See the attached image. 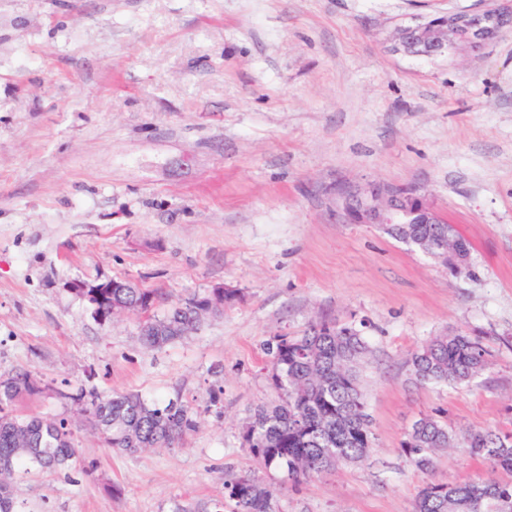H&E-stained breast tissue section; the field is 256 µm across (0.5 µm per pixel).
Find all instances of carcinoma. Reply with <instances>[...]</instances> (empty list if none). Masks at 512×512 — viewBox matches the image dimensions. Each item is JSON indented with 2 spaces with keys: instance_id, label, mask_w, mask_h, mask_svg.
Listing matches in <instances>:
<instances>
[{
  "instance_id": "carcinoma-1",
  "label": "carcinoma",
  "mask_w": 512,
  "mask_h": 512,
  "mask_svg": "<svg viewBox=\"0 0 512 512\" xmlns=\"http://www.w3.org/2000/svg\"><path fill=\"white\" fill-rule=\"evenodd\" d=\"M388 234L427 239L444 250L466 245L451 224H400ZM161 296L142 288L104 291V308L123 309L144 319L142 345L159 349L184 339L198 327L196 310L214 302L212 294L189 298L155 314ZM368 351L364 336L352 326L320 321L301 336H277L272 354V382L281 392L272 406L254 413L243 435L252 456L264 467L297 483L332 471L343 462L366 459L375 446L360 388L359 364ZM482 340L467 332L436 336L410 358L421 383L462 384L488 366ZM42 393L37 375L17 370L0 376V512H17L15 487L21 474L36 468L58 471L79 457L80 448L65 418L41 417L17 410L26 396ZM83 404L93 434L107 447L130 455L171 448L194 431L197 421L179 399L149 402L137 392L103 394L91 387L62 394ZM462 447L512 473V432L476 429L457 437L441 421H417L401 443L402 454L417 468H433L435 455ZM272 486L251 476L224 478V495L207 500H176L170 512H276ZM414 512H512V481L488 477L479 482H431L421 491Z\"/></svg>"
}]
</instances>
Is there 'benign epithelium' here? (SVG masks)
Segmentation results:
<instances>
[{"label":"benign epithelium","mask_w":512,"mask_h":512,"mask_svg":"<svg viewBox=\"0 0 512 512\" xmlns=\"http://www.w3.org/2000/svg\"><path fill=\"white\" fill-rule=\"evenodd\" d=\"M512 28V11L505 13L489 8L475 13H444L421 23L402 25L395 29V45L406 53L424 57H442L461 44L478 47L495 38L502 29ZM334 196L333 213L344 224H374L387 231L395 224H444L446 220L434 207L428 192L415 186L399 194L394 185L381 181L358 184L338 183L331 188ZM420 250L436 259L457 276L470 271V257L458 260L452 253L438 255L422 246ZM112 281L77 282L76 291L84 295L101 322L112 321V313L100 306L96 289L110 288Z\"/></svg>","instance_id":"1"}]
</instances>
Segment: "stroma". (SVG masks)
I'll return each instance as SVG.
<instances>
[{
  "label": "stroma",
  "instance_id": "obj_1",
  "mask_svg": "<svg viewBox=\"0 0 512 512\" xmlns=\"http://www.w3.org/2000/svg\"><path fill=\"white\" fill-rule=\"evenodd\" d=\"M512 0H0V374L46 391L79 459L16 487L20 512H169L222 495L228 473L281 482L278 512H413L431 482L489 462L400 453L432 416L456 433L512 431V31L427 58L389 35ZM416 184L470 244L452 276L371 224H339L341 181ZM127 279L177 303L239 290L223 315L157 350L132 315L99 323L76 281ZM333 321L368 345L371 455L296 485L243 434L279 400L268 347ZM482 336L487 368L423 384L433 336ZM178 398L198 422L130 456L86 430L78 387Z\"/></svg>",
  "mask_w": 512,
  "mask_h": 512
}]
</instances>
